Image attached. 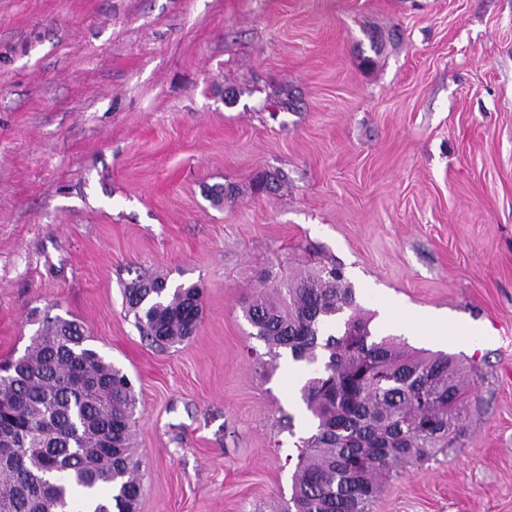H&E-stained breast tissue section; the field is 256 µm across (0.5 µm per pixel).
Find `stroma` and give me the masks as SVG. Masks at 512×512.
Returning <instances> with one entry per match:
<instances>
[{"mask_svg": "<svg viewBox=\"0 0 512 512\" xmlns=\"http://www.w3.org/2000/svg\"><path fill=\"white\" fill-rule=\"evenodd\" d=\"M331 262L471 384L373 512H512V0H0V361L61 317L128 375L135 512H284L302 369L242 307ZM139 276L202 289L191 339L140 336Z\"/></svg>", "mask_w": 512, "mask_h": 512, "instance_id": "obj_1", "label": "stroma"}]
</instances>
